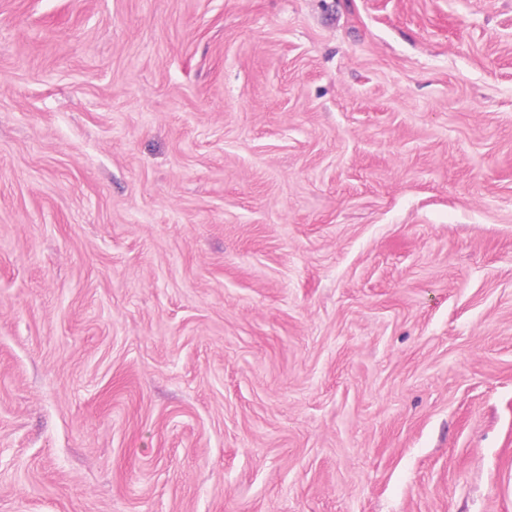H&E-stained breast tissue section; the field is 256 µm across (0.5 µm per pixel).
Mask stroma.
Segmentation results:
<instances>
[{"instance_id":"1","label":"stroma","mask_w":512,"mask_h":512,"mask_svg":"<svg viewBox=\"0 0 512 512\" xmlns=\"http://www.w3.org/2000/svg\"><path fill=\"white\" fill-rule=\"evenodd\" d=\"M0 512H512V0H0Z\"/></svg>"}]
</instances>
